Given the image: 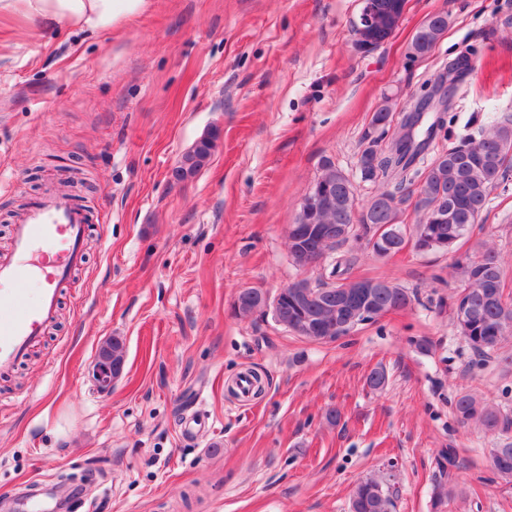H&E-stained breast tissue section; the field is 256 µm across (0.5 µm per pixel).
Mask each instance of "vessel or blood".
I'll return each mask as SVG.
<instances>
[{
  "label": "vessel or blood",
  "instance_id": "obj_1",
  "mask_svg": "<svg viewBox=\"0 0 512 512\" xmlns=\"http://www.w3.org/2000/svg\"><path fill=\"white\" fill-rule=\"evenodd\" d=\"M86 214L62 194L30 207L0 256V374L10 372L54 323L60 290L84 263ZM35 296H28L29 285Z\"/></svg>",
  "mask_w": 512,
  "mask_h": 512
}]
</instances>
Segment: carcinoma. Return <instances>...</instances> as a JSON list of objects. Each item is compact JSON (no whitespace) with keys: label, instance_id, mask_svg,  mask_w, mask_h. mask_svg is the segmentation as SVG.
I'll return each mask as SVG.
<instances>
[{"label":"carcinoma","instance_id":"obj_1","mask_svg":"<svg viewBox=\"0 0 512 512\" xmlns=\"http://www.w3.org/2000/svg\"><path fill=\"white\" fill-rule=\"evenodd\" d=\"M388 12V23L381 34L386 38L399 27L401 6L405 0H381ZM448 30V15H438L434 27H422L412 38L408 59L415 61L429 55ZM387 130L374 139L364 130L358 164L363 166L360 179L376 187L374 197L398 200L401 207L376 221L371 207H365L354 223L355 188L343 183L345 172L333 162L325 161L316 182L331 193V202L315 215L298 213L295 225L297 242H288V248L297 247L314 252L319 247L324 231L343 224L356 238L373 243L379 254L391 255L401 251L407 242L402 227V205L413 204L421 214L415 225L413 247L418 252L454 249L472 227L481 221L494 190L509 181L512 171V119L497 121L478 137L459 142L451 141L450 125L441 123L438 130L427 127L424 133L410 139L401 134L384 143ZM219 133L211 131L198 139L183 155L173 175L178 181L193 177L211 157ZM448 207V220H431L430 210L439 202ZM386 229L375 238L378 224ZM460 280V291L454 299V316L460 312L472 313L466 323L455 322L459 335L467 345L483 357L498 352L512 338V293L507 291L503 262L497 252L489 249L465 255L454 264ZM336 282L318 289V300L307 302L288 294L281 303L280 317L288 327L308 320L318 326L336 321L335 308L344 303L349 280L347 269L336 261L330 271ZM265 293L246 289L238 294L242 305L233 308L239 318H248L262 309ZM418 299L416 292L398 285L385 288L358 305L363 324L374 323L390 312L405 309ZM457 420L467 423L481 421L488 429L501 435L498 447L488 458L490 470L500 479L512 483V412L492 407H480L473 394L460 392L452 403ZM456 464L453 450L440 455V480L434 495L433 508L439 509L453 495L451 469ZM395 493L383 480L369 477L355 486L350 512H392Z\"/></svg>","mask_w":512,"mask_h":512}]
</instances>
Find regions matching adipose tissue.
Returning a JSON list of instances; mask_svg holds the SVG:
<instances>
[{
	"label": "adipose tissue",
	"mask_w": 512,
	"mask_h": 512,
	"mask_svg": "<svg viewBox=\"0 0 512 512\" xmlns=\"http://www.w3.org/2000/svg\"><path fill=\"white\" fill-rule=\"evenodd\" d=\"M148 0H0V16L19 13L49 25L64 24L97 35L142 13Z\"/></svg>",
	"instance_id": "1"
}]
</instances>
